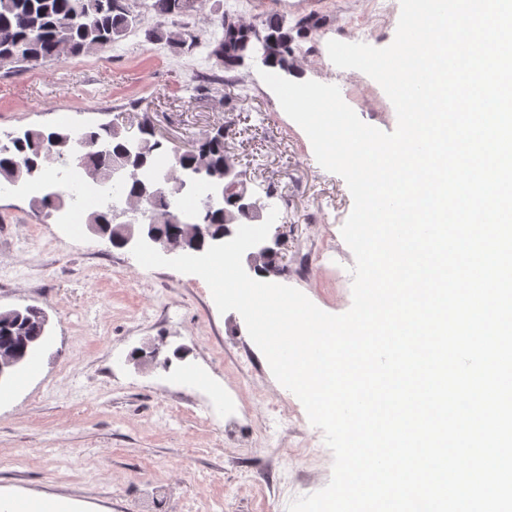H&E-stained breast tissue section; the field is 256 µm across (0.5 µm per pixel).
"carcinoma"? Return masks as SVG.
<instances>
[{
  "label": "carcinoma",
  "instance_id": "obj_1",
  "mask_svg": "<svg viewBox=\"0 0 512 512\" xmlns=\"http://www.w3.org/2000/svg\"><path fill=\"white\" fill-rule=\"evenodd\" d=\"M186 2L152 0L150 7L156 16L166 19L187 13ZM132 22L130 0H0V64L24 63L33 68L64 56L103 49L119 42ZM265 33L273 38V46L264 66L278 70L293 52V38L288 26L276 18L267 21ZM145 39L164 42L174 49L187 45L185 33L161 26L146 30ZM138 128L139 138L134 142L110 124L90 128L77 138L66 129H27L23 137H12L0 145V182L29 180L30 170H44L42 159L46 152L64 164L69 156H76V165L83 168L86 178L101 182L119 164L128 170L127 198L147 206L145 214L150 223L159 225L160 232L168 237L189 236L196 247H206L207 239L190 236L192 223L170 211L184 190L182 177L164 175L165 186L153 194L146 193L149 182L135 177V173L153 167L162 154L147 118L138 120ZM98 142L107 144L108 150H98ZM230 161L232 158L224 152V132L219 129L200 139L193 150L175 157L172 168L178 173L189 172L203 164L207 172L219 177L224 173V164ZM233 198L232 194H224V204L218 207L203 203L199 223L219 233L227 219L236 224L254 221L238 211ZM88 223L102 225L104 233L112 236L116 225L112 208L91 213ZM44 336L43 322L34 312L20 320H0V350L16 352L26 359Z\"/></svg>",
  "mask_w": 512,
  "mask_h": 512
}]
</instances>
